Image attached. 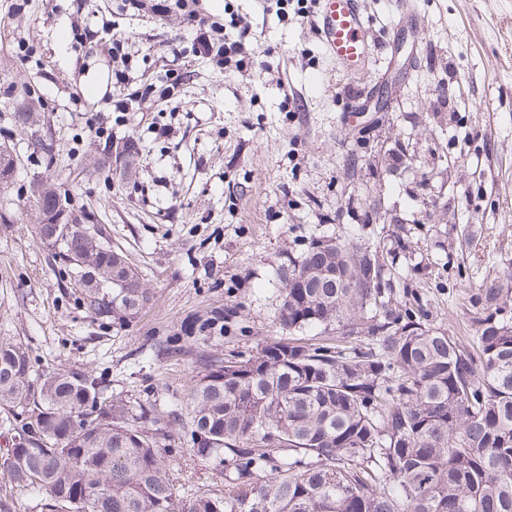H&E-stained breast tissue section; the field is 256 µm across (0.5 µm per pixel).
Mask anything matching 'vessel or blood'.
<instances>
[{"label":"vessel or blood","instance_id":"b4317fda","mask_svg":"<svg viewBox=\"0 0 512 512\" xmlns=\"http://www.w3.org/2000/svg\"><path fill=\"white\" fill-rule=\"evenodd\" d=\"M315 28L324 51L339 66L354 67L372 48V30L359 0H319Z\"/></svg>","mask_w":512,"mask_h":512}]
</instances>
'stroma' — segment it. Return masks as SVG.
Masks as SVG:
<instances>
[{
  "label": "stroma",
  "instance_id": "35a3bbf8",
  "mask_svg": "<svg viewBox=\"0 0 512 512\" xmlns=\"http://www.w3.org/2000/svg\"><path fill=\"white\" fill-rule=\"evenodd\" d=\"M359 3L376 48L351 73L314 19L197 0L206 21L250 23L243 77L195 55L177 8L0 0V145L14 158L0 186V340L40 368L109 369L117 393L150 375L166 408L192 366L155 359L149 337L241 301L242 346L269 338L289 257L336 237L391 253L385 287L409 286L432 325L472 335L469 295L512 268V0ZM116 34L125 84L112 79ZM169 70L174 103L112 110ZM39 184L153 289L130 326L88 313L35 234Z\"/></svg>",
  "mask_w": 512,
  "mask_h": 512
}]
</instances>
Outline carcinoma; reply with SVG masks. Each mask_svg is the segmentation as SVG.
I'll list each match as a JSON object with an SVG mask.
<instances>
[{
  "label": "carcinoma",
  "instance_id": "1",
  "mask_svg": "<svg viewBox=\"0 0 512 512\" xmlns=\"http://www.w3.org/2000/svg\"><path fill=\"white\" fill-rule=\"evenodd\" d=\"M54 254L114 326L154 301L88 224ZM383 269L366 244L315 242L281 273L288 336L247 351L224 353L241 305L183 319L154 347L198 369L169 411L113 393L106 370L39 371L1 341L0 472L37 512H512L509 289H479L465 341L382 287ZM316 327L317 342L294 337ZM184 451L222 486L174 477Z\"/></svg>",
  "mask_w": 512,
  "mask_h": 512
}]
</instances>
